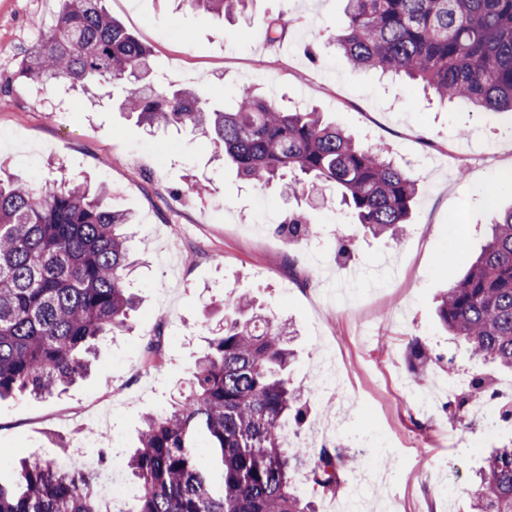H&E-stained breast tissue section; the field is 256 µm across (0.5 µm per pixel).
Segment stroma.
Wrapping results in <instances>:
<instances>
[{
  "instance_id": "35a3bbf8",
  "label": "stroma",
  "mask_w": 512,
  "mask_h": 512,
  "mask_svg": "<svg viewBox=\"0 0 512 512\" xmlns=\"http://www.w3.org/2000/svg\"><path fill=\"white\" fill-rule=\"evenodd\" d=\"M105 6L153 51L167 84L191 85L232 105L249 84L283 107H313L364 144L386 148L417 182L412 222L400 242L364 235L339 196L320 205L276 187L241 180L213 144L185 134L151 132L135 115L108 111L96 93L35 96L18 79L21 58L51 25L58 0H0V165L39 182L53 175L109 189L108 203L133 214L129 247L140 265L132 287L140 304L130 332L97 344L91 374L66 391L0 401V484L15 483L22 459H71L80 428L107 417L91 453H127L147 415L184 390L197 357L222 323V302L245 294L257 312L289 322L297 357L292 386L308 397L300 428L307 461L341 445L354 461L345 483L369 471L382 449L390 512H469L468 488L484 449L512 438V427L481 428V407L448 421L447 399L421 409L412 392L455 383L479 370L436 315L439 296L468 270L500 210L512 172V120L443 106L422 89L375 70L350 66L327 39L344 16L343 0H255L246 18L227 22L171 0H106ZM288 24L283 44L266 24ZM305 209L317 238L286 245L273 230ZM352 240L347 257L338 242ZM316 256L325 280L304 261ZM160 339L159 356L146 344ZM433 354V369L413 379L412 339ZM338 373L345 396L326 409L314 388Z\"/></svg>"
}]
</instances>
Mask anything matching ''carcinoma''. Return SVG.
I'll return each mask as SVG.
<instances>
[{"mask_svg":"<svg viewBox=\"0 0 512 512\" xmlns=\"http://www.w3.org/2000/svg\"><path fill=\"white\" fill-rule=\"evenodd\" d=\"M223 17L243 18L254 0H180ZM345 23L330 36L349 61L407 79L440 100L462 101L512 119V0H344ZM17 77L41 91L93 83L123 90V109L149 128L188 131L224 148L240 177L283 191L339 189L364 231L397 242L416 187L384 152L355 143L319 113L286 109L272 97L238 89L232 110L214 108L195 87L156 81L151 49L103 7V0H60L54 23L19 64ZM129 213L103 204L102 192L66 179L33 183L0 177V399L52 395L91 369L102 336L130 328L135 296L125 228ZM287 244L317 236L304 212L275 227ZM239 296L234 315L212 336L190 373L189 388L145 420L128 458L139 483L127 512H315L294 489L297 460L287 425L306 418L304 395L289 387L295 359L287 324L250 314ZM438 317L469 356L512 371V206L442 297ZM431 354L408 345L415 378ZM497 394L474 372L448 400V420ZM207 437L222 470L220 490L195 455ZM54 463L22 462L19 483L0 484V512H97L87 491L53 472ZM343 450L323 447L309 465L317 492L343 484ZM470 512H512V439L482 458L469 488Z\"/></svg>","mask_w":512,"mask_h":512,"instance_id":"1","label":"carcinoma"}]
</instances>
